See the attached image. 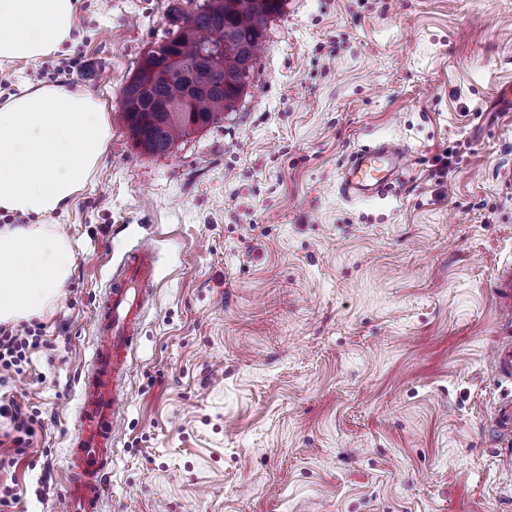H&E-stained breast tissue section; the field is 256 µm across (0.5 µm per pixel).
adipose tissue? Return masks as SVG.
Listing matches in <instances>:
<instances>
[{"mask_svg": "<svg viewBox=\"0 0 512 512\" xmlns=\"http://www.w3.org/2000/svg\"><path fill=\"white\" fill-rule=\"evenodd\" d=\"M80 0H0V61L63 51ZM112 127L104 102L55 85L20 84L0 105V324L49 315L72 274L73 248L48 219L66 213L93 176Z\"/></svg>", "mask_w": 512, "mask_h": 512, "instance_id": "obj_1", "label": "adipose tissue"}]
</instances>
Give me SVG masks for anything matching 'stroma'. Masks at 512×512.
Segmentation results:
<instances>
[{
  "instance_id": "35a3bbf8",
  "label": "stroma",
  "mask_w": 512,
  "mask_h": 512,
  "mask_svg": "<svg viewBox=\"0 0 512 512\" xmlns=\"http://www.w3.org/2000/svg\"><path fill=\"white\" fill-rule=\"evenodd\" d=\"M190 0H81L70 50L5 63L108 106L91 185L54 216L73 243L63 296L0 402V512H51L78 378L109 275L143 242L155 297L124 383L112 512H512V382L493 282L512 264V0H285L234 111L159 156L121 89ZM408 147L405 180L345 199L360 147ZM457 151L444 181L434 159ZM13 488L6 497L4 488Z\"/></svg>"
}]
</instances>
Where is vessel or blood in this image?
<instances>
[{
	"instance_id": "1",
	"label": "vessel or blood",
	"mask_w": 512,
	"mask_h": 512,
	"mask_svg": "<svg viewBox=\"0 0 512 512\" xmlns=\"http://www.w3.org/2000/svg\"><path fill=\"white\" fill-rule=\"evenodd\" d=\"M408 167L405 147L378 141L351 155L341 172L340 187L350 199L381 197ZM154 276V251L141 246L112 273L99 300L93 320L96 346L80 381L79 422L66 457L62 512H104L121 381L144 314L141 292L153 285ZM494 296L499 311L511 315L512 268L498 272Z\"/></svg>"
}]
</instances>
